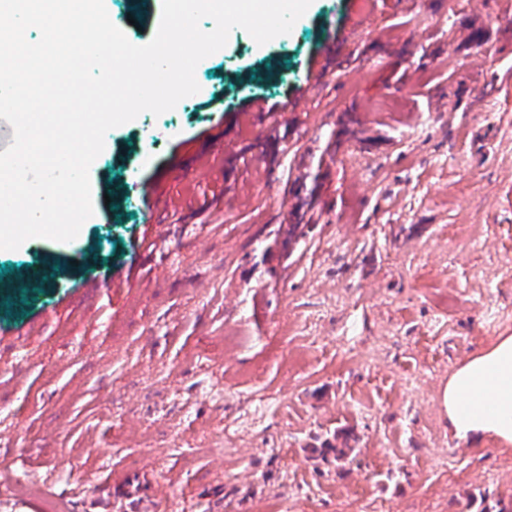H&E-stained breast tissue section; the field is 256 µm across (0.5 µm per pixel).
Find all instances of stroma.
<instances>
[{
	"label": "stroma",
	"mask_w": 512,
	"mask_h": 512,
	"mask_svg": "<svg viewBox=\"0 0 512 512\" xmlns=\"http://www.w3.org/2000/svg\"><path fill=\"white\" fill-rule=\"evenodd\" d=\"M195 78L190 110L106 134L74 240L0 250V471L75 512L512 505V446L454 438L442 404L512 336V0H312ZM233 328L245 345L194 361Z\"/></svg>",
	"instance_id": "1"
}]
</instances>
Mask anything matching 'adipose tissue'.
I'll list each match as a JSON object with an SVG mask.
<instances>
[{
	"instance_id": "ef3b65f1",
	"label": "adipose tissue",
	"mask_w": 512,
	"mask_h": 512,
	"mask_svg": "<svg viewBox=\"0 0 512 512\" xmlns=\"http://www.w3.org/2000/svg\"><path fill=\"white\" fill-rule=\"evenodd\" d=\"M443 403L456 438L478 443L492 436L512 445V336L458 367Z\"/></svg>"
}]
</instances>
